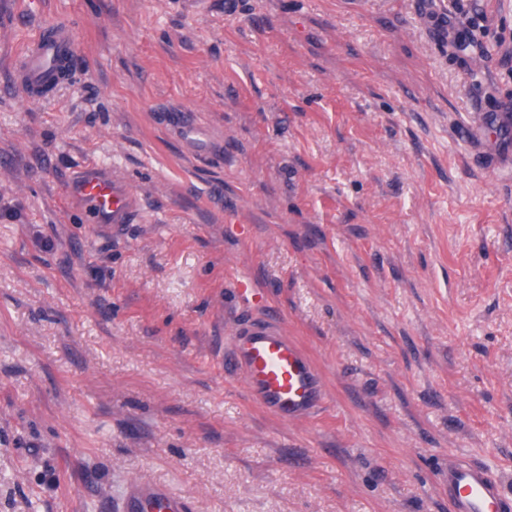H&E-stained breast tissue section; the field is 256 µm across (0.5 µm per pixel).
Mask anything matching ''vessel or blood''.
<instances>
[{
    "instance_id": "vessel-or-blood-1",
    "label": "vessel or blood",
    "mask_w": 512,
    "mask_h": 512,
    "mask_svg": "<svg viewBox=\"0 0 512 512\" xmlns=\"http://www.w3.org/2000/svg\"><path fill=\"white\" fill-rule=\"evenodd\" d=\"M70 24H56L38 34L17 56L16 84L34 102L71 80ZM82 195L98 216L116 224L128 223L134 211L133 194L122 182L89 176ZM228 365L242 375L251 399L276 418L289 422L311 419L324 400V384L311 356L289 337L279 317L266 322L239 321L233 333ZM448 512H512V491L487 464L455 460L448 464ZM122 512H189L187 499L160 485L133 482L121 501Z\"/></svg>"
}]
</instances>
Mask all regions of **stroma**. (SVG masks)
Masks as SVG:
<instances>
[{
  "label": "stroma",
  "mask_w": 512,
  "mask_h": 512,
  "mask_svg": "<svg viewBox=\"0 0 512 512\" xmlns=\"http://www.w3.org/2000/svg\"><path fill=\"white\" fill-rule=\"evenodd\" d=\"M0 0V512H448L512 487V0ZM478 18L471 27L470 18ZM70 23L77 76L12 62ZM94 165L133 220L78 192ZM326 398L260 409L234 318ZM72 31L69 23H57L50 34H38L17 56L13 71L15 84L30 101L40 102L71 80L75 71L70 62ZM64 60V69L55 66ZM228 365L241 373L251 399L282 421H307L322 406L321 375L278 316L266 322L235 323ZM448 512H510L512 492L487 464L476 460L448 462ZM122 512H189L187 499L170 493L160 485L131 482L121 501Z\"/></svg>",
  "instance_id": "35a3bbf8"
}]
</instances>
